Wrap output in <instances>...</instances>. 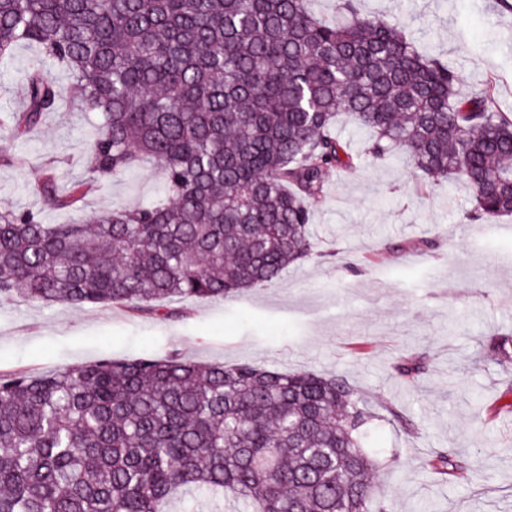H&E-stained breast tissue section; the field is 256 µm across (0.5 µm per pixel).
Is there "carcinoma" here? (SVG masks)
<instances>
[{
    "mask_svg": "<svg viewBox=\"0 0 512 512\" xmlns=\"http://www.w3.org/2000/svg\"><path fill=\"white\" fill-rule=\"evenodd\" d=\"M0 0V60L38 49L5 122L18 135L65 102L100 116L86 177L46 171L38 208L0 211V297L161 312L267 285L316 256L309 225L325 175L357 167L334 132L345 113L378 163L461 181L467 218L512 216V115L421 51L396 21L345 0ZM63 67L66 89L41 63ZM153 167L165 196L91 224H46L101 180ZM512 364V339L490 343ZM412 382L421 361L401 357ZM374 412L341 375L177 354L103 358L0 375V512H170L228 494L249 512H391L363 448Z\"/></svg>",
    "mask_w": 512,
    "mask_h": 512,
    "instance_id": "1",
    "label": "carcinoma"
}]
</instances>
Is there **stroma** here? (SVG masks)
<instances>
[{
    "label": "stroma",
    "mask_w": 512,
    "mask_h": 512,
    "mask_svg": "<svg viewBox=\"0 0 512 512\" xmlns=\"http://www.w3.org/2000/svg\"><path fill=\"white\" fill-rule=\"evenodd\" d=\"M369 16L399 21L426 52L448 61L465 88L492 83L512 113V8L496 0H357ZM35 50L0 61V113L23 106L17 88ZM99 116L72 106L31 133L0 126V210L34 207L46 165L60 184L83 178L81 158ZM337 134L363 161L325 176L310 233L321 257L274 283L216 300L174 303L167 318L117 307L0 300V374H46L99 358L175 353L201 363L251 362L344 376L376 414L365 447L384 458L374 476L392 512H512V368L492 359L491 339L512 337V216L471 221L463 184L425 186L411 165L365 157L369 134L341 117ZM24 159L21 167L3 165ZM152 169L101 182L81 208L46 211L49 224L154 201ZM423 360L414 383L396 378L401 355ZM445 452L457 473L429 465Z\"/></svg>",
    "instance_id": "35a3bbf8"
}]
</instances>
